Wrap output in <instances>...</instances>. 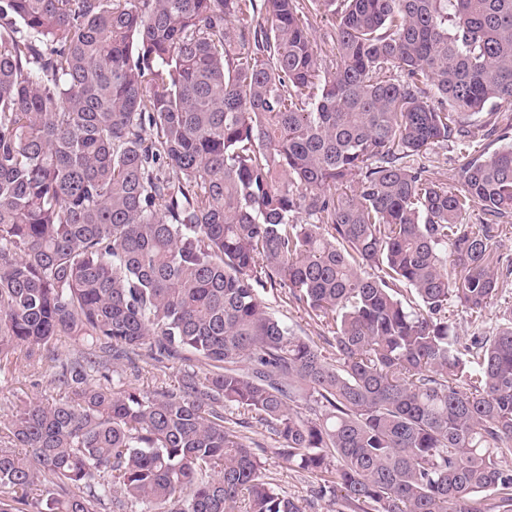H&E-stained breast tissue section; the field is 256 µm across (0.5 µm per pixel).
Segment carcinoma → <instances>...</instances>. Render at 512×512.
Segmentation results:
<instances>
[{
	"instance_id": "obj_1",
	"label": "carcinoma",
	"mask_w": 512,
	"mask_h": 512,
	"mask_svg": "<svg viewBox=\"0 0 512 512\" xmlns=\"http://www.w3.org/2000/svg\"><path fill=\"white\" fill-rule=\"evenodd\" d=\"M308 2L331 66L301 0H0V375L60 390L0 421V512H305L268 452L336 512H512V308L448 322L512 276L462 223L512 218V0ZM309 22L312 24L311 35L317 42L318 46L321 45L324 53L323 59L327 64L332 60L335 63L336 59V38L335 29L331 20L322 18L320 15L315 17L311 13H307V8L304 10ZM464 151L458 140L451 139L434 145L426 154L417 158L415 165H423L428 170L427 175L448 187L455 186ZM512 304V276L504 283L502 288H499L498 295L491 300L485 311L482 313L481 318H475L470 313H466L461 307L455 303L449 302L448 304V320L451 323L454 333L457 336L467 337L472 336L476 329L483 328L489 330L498 321L500 314L507 305ZM261 295L271 311L280 319L288 323L300 336H309L317 339L323 334V327L316 318L309 316L308 312L296 303L289 300L284 294V289L269 288L261 290ZM138 364L140 367L138 377L131 375V371L129 369L123 373V377L126 378V381L131 382L143 391H150L157 385H161L162 382L168 385H175L178 383L181 371L187 369L199 370L204 368V364L192 356H189V359L186 360L170 363L169 367L171 368L165 369V374L157 371L153 366V362L146 355L140 357ZM263 461L265 462V473L273 483L288 492V494L307 500L306 512H331L327 500H315L314 505L309 504V500L313 499L310 490L314 485V478H311L307 473L301 472L295 467L288 466V464L271 453H268Z\"/></svg>"
}]
</instances>
